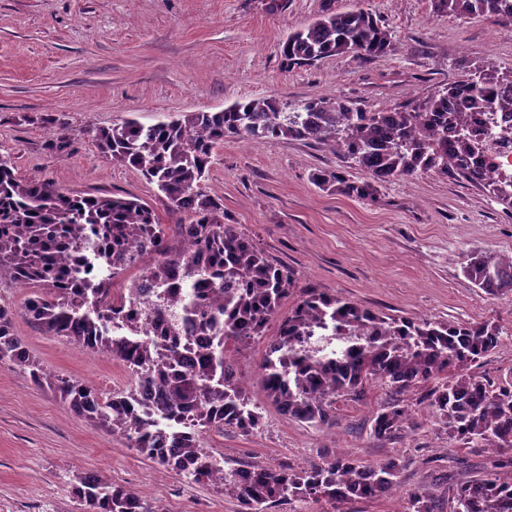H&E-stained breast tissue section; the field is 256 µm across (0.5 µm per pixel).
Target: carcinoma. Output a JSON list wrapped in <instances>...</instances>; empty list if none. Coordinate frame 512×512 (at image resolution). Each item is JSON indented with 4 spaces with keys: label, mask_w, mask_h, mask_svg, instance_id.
Instances as JSON below:
<instances>
[{
    "label": "carcinoma",
    "mask_w": 512,
    "mask_h": 512,
    "mask_svg": "<svg viewBox=\"0 0 512 512\" xmlns=\"http://www.w3.org/2000/svg\"><path fill=\"white\" fill-rule=\"evenodd\" d=\"M435 11L456 17L494 16L512 21V0H431ZM395 50L389 31L363 9L330 12L292 32L280 52L293 64L351 53L382 57ZM469 112H512V75L488 59L459 80L411 109L371 112L317 98L292 105L273 97L236 102L219 112H191L166 124L142 127L126 121L88 134L101 153L140 171L157 184L172 212L184 216L171 239L156 211L136 197L85 195L65 191L48 180L21 179L14 163L0 155V279L35 291L19 312L48 336L68 339L77 348L102 352L132 375L157 386L155 413L190 423V430L165 446L151 422L131 410L134 388L106 396L93 386L60 378L30 360L14 331L11 307L0 306V363L29 370L38 386H48L78 417L120 438L146 458L196 483H224L241 512H266L276 505L303 512L325 501L339 508L357 500H376L399 489L402 465L388 459L364 465L345 455L326 456L295 470L246 466L224 480L213 475L214 458L199 447L204 429L251 433L262 424L261 407L250 398L226 355L228 342L245 343L266 335L272 319L294 291L295 273L269 258L234 224L224 222V204L202 188L215 149L228 138L273 143L309 139L370 175L367 181L342 171H316L321 188L358 199L374 196L376 185L433 172L487 190L512 209V180L491 178L476 167L483 131L467 126ZM196 242L202 256L188 255ZM98 243L95 259L103 276H84L86 244ZM156 288L169 287L174 274L187 284L221 293L212 307L194 297L184 313L199 330L218 337L208 356L190 359L156 328L153 342L112 339L114 304L124 302L114 281L134 266ZM464 276L489 295L512 294V262L479 251L466 255ZM501 344L499 329L486 322H454L385 315L345 297L315 288L299 291L296 304L267 340L260 364L266 399L288 417L314 426L336 423V398H360L366 384L379 381L390 400L374 415L373 434L399 437L414 424L411 405L400 396L429 384L417 398L448 435L470 448H512V383L493 386L468 367ZM455 371L451 380L439 377ZM509 469L506 474L502 469ZM73 496L80 512H155L144 499L130 501L131 490L94 474L75 477ZM453 512H512V460L483 477L452 484ZM405 512H437L424 491L404 492Z\"/></svg>",
    "instance_id": "carcinoma-1"
}]
</instances>
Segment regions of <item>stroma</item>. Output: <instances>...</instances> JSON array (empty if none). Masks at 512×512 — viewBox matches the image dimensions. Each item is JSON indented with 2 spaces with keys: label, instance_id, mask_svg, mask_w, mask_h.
<instances>
[{
  "label": "stroma",
  "instance_id": "1",
  "mask_svg": "<svg viewBox=\"0 0 512 512\" xmlns=\"http://www.w3.org/2000/svg\"><path fill=\"white\" fill-rule=\"evenodd\" d=\"M361 8L378 16L392 54H343L310 65L280 52L290 33L321 14ZM495 59L512 72V23L434 12L431 0H0V154L18 176L64 190L134 196L173 226L176 214L155 184L105 158L90 129L127 120L144 125L189 112H218L237 101L276 97L295 104L327 98L370 111L416 105L462 75V64ZM65 123L67 148L54 144ZM366 173L310 140H226L205 187L229 223L315 288L372 310L412 318L487 322L502 343L476 366L490 383L512 382V294L491 296L462 272L468 251L512 256V211L488 191L434 174L378 185L356 199L318 188V170ZM15 331L31 358L53 374L109 393L132 385L103 354L47 336L19 316ZM266 342L252 340L234 360L263 424L250 434L208 430L200 447L239 467L303 468L320 453L366 464L406 459L401 492L353 502V512H402V491L436 496L453 512L451 483L483 475L494 452L465 447L423 410L416 428L386 441L371 419L389 400L385 386L338 398L336 424L315 428L281 414L259 386ZM84 472L135 490L157 512H238L235 497L137 454L105 429L76 417L51 389L0 364V501L11 512H77L70 495Z\"/></svg>",
  "mask_w": 512,
  "mask_h": 512
}]
</instances>
